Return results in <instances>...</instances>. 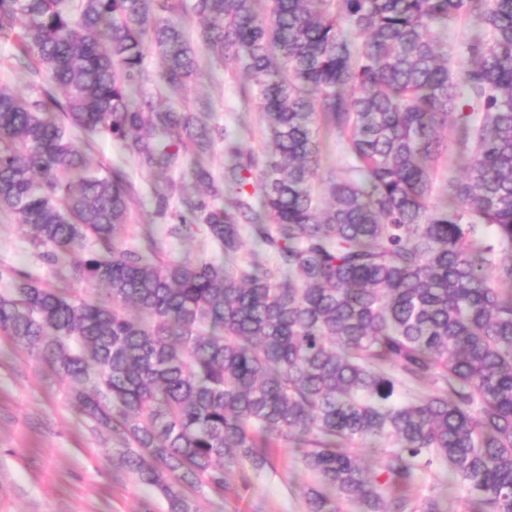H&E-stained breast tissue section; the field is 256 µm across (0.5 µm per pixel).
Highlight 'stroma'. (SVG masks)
I'll return each mask as SVG.
<instances>
[{"instance_id":"stroma-1","label":"stroma","mask_w":512,"mask_h":512,"mask_svg":"<svg viewBox=\"0 0 512 512\" xmlns=\"http://www.w3.org/2000/svg\"><path fill=\"white\" fill-rule=\"evenodd\" d=\"M243 71L215 70L206 49L198 51V71L180 90L154 93L156 102L209 114L210 124L236 135L243 151L262 152L263 114L244 101ZM91 165L119 164L133 184L138 203L129 224L156 223L152 195L155 173L121 156L115 142L101 139L88 152ZM0 264L52 281L20 224L0 212ZM123 447L111 433L69 402L66 384L23 346L0 335V512H168L156 489L129 476L121 464ZM272 470L252 478L240 495L220 499L193 493L196 512H305L298 488L313 476L291 448L270 451Z\"/></svg>"}]
</instances>
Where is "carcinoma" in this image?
<instances>
[{
  "label": "carcinoma",
  "instance_id": "cac0c4a2",
  "mask_svg": "<svg viewBox=\"0 0 512 512\" xmlns=\"http://www.w3.org/2000/svg\"><path fill=\"white\" fill-rule=\"evenodd\" d=\"M185 13L266 122L260 156L223 136L220 182L202 161L214 128L144 89L196 73ZM466 17L478 31L456 74L445 35ZM0 36L40 79L0 89V211L58 279L0 265V334L125 446L129 474L193 512L182 488L225 498L233 469L247 486L265 449L293 447L316 478L306 512H444L412 496L436 464L471 512H512V0H0ZM321 117L348 158L323 208ZM450 124L463 172L441 205ZM77 129L167 176L166 237L201 231L221 258H167L153 227L123 243L127 175L94 171Z\"/></svg>",
  "mask_w": 512,
  "mask_h": 512
}]
</instances>
